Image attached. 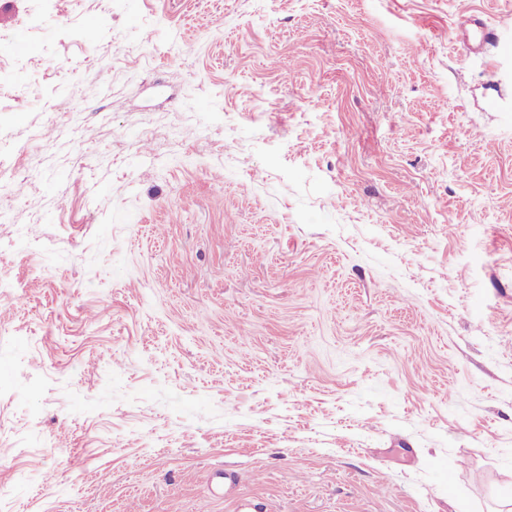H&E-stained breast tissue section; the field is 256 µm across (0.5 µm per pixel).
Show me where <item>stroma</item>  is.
Here are the masks:
<instances>
[{
  "label": "stroma",
  "instance_id": "1",
  "mask_svg": "<svg viewBox=\"0 0 512 512\" xmlns=\"http://www.w3.org/2000/svg\"><path fill=\"white\" fill-rule=\"evenodd\" d=\"M0 280V512H512V0H0Z\"/></svg>",
  "mask_w": 512,
  "mask_h": 512
}]
</instances>
